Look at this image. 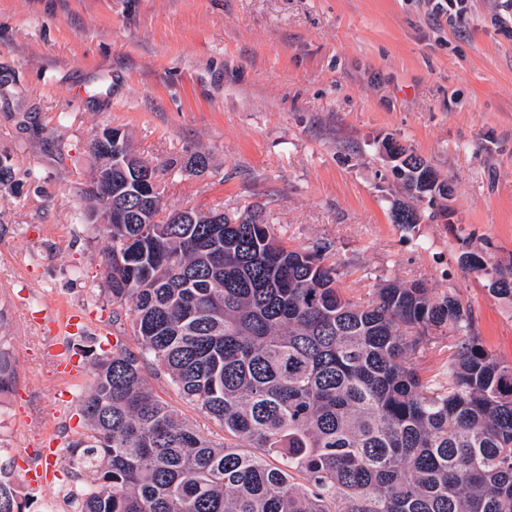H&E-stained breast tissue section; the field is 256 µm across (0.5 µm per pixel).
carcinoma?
<instances>
[{
  "label": "carcinoma",
  "mask_w": 512,
  "mask_h": 512,
  "mask_svg": "<svg viewBox=\"0 0 512 512\" xmlns=\"http://www.w3.org/2000/svg\"><path fill=\"white\" fill-rule=\"evenodd\" d=\"M396 171L411 203L392 216L410 227L447 181L414 154ZM137 183L112 171L113 202L135 207ZM192 213L99 225L106 292L132 303L140 350L89 352L86 432L67 446L94 474L79 512H512V364L474 336L471 311L422 282L385 280L356 301L328 246L289 247L256 206L222 224ZM460 263L512 303V265L472 251ZM450 329L454 351L430 375L423 356ZM147 360L224 443L155 394ZM14 381L0 348V394ZM26 507L1 474L0 512Z\"/></svg>",
  "instance_id": "obj_1"
}]
</instances>
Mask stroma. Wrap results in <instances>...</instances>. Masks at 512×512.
I'll use <instances>...</instances> for the list:
<instances>
[{
	"instance_id": "stroma-1",
	"label": "stroma",
	"mask_w": 512,
	"mask_h": 512,
	"mask_svg": "<svg viewBox=\"0 0 512 512\" xmlns=\"http://www.w3.org/2000/svg\"><path fill=\"white\" fill-rule=\"evenodd\" d=\"M0 0V345L16 363L0 397V457L26 512L68 480L84 430V356L137 350L131 306L103 290L108 242L82 191L105 127L156 168L165 210L263 205L293 247L329 244L348 295L384 280L454 296L512 363V304L475 251L512 263V0ZM396 141L449 181L448 219L391 216L406 194ZM207 167L185 169L190 155ZM179 417L222 428L148 374ZM39 469L30 486L22 472ZM483 259L476 252H465L460 258L461 267L484 272L489 280L490 292L512 303V265L502 266L499 263L484 262Z\"/></svg>"
}]
</instances>
